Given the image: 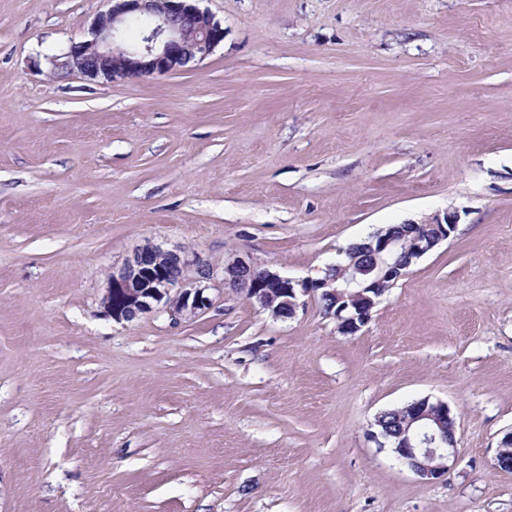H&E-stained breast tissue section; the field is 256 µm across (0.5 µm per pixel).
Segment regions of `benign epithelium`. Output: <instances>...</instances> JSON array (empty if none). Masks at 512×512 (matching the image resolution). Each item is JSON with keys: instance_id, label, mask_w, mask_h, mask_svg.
Wrapping results in <instances>:
<instances>
[{"instance_id": "benign-epithelium-1", "label": "benign epithelium", "mask_w": 512, "mask_h": 512, "mask_svg": "<svg viewBox=\"0 0 512 512\" xmlns=\"http://www.w3.org/2000/svg\"><path fill=\"white\" fill-rule=\"evenodd\" d=\"M112 6L99 13L89 30V38L71 44L62 55V67L88 78L102 77L110 83L153 74L183 70L200 63L224 41V27L214 16L201 9L195 0H110ZM143 24L133 45L124 44L127 27ZM432 229L424 233L420 223H404L400 234L389 228L368 236L377 252L374 279L355 263L336 266L335 275L295 280L267 269H259L243 258L224 265V283L236 288L246 283L248 299H257L261 308L276 318L295 315L305 296L327 299L337 309L329 312L343 335H354L372 318L373 309L387 292L383 285L394 286L410 267L441 242L449 239L457 227L456 216L435 214L425 220ZM401 252L403 264L393 265L389 256ZM166 257L177 266L173 278L158 265ZM195 270L196 277L188 272ZM214 268L200 258L183 251L164 249L153 243L139 248L122 268L110 275L101 299L104 316L117 323L130 321L139 314L162 310L174 322L189 320L207 310L212 300L205 294L204 280ZM404 426L398 435L381 428L369 432L379 448H390L401 462L423 480H433L450 472L457 462L454 416L448 404L428 398L407 404ZM495 466L512 470V431L505 434L495 457Z\"/></svg>"}]
</instances>
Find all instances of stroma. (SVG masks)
Instances as JSON below:
<instances>
[{
    "instance_id": "35a3bbf8",
    "label": "stroma",
    "mask_w": 512,
    "mask_h": 512,
    "mask_svg": "<svg viewBox=\"0 0 512 512\" xmlns=\"http://www.w3.org/2000/svg\"><path fill=\"white\" fill-rule=\"evenodd\" d=\"M200 6L204 61L110 84L57 67L108 0H0V512H512V0ZM445 210L355 335L224 284ZM149 242L215 267L208 310L103 316ZM422 398L429 482L366 435ZM401 432L394 436L381 428L380 416L370 437L378 448H392L401 462L423 480L447 475L457 462L455 418L448 404L423 398L407 404ZM451 434L448 435V425ZM394 437L393 441L391 438Z\"/></svg>"
}]
</instances>
